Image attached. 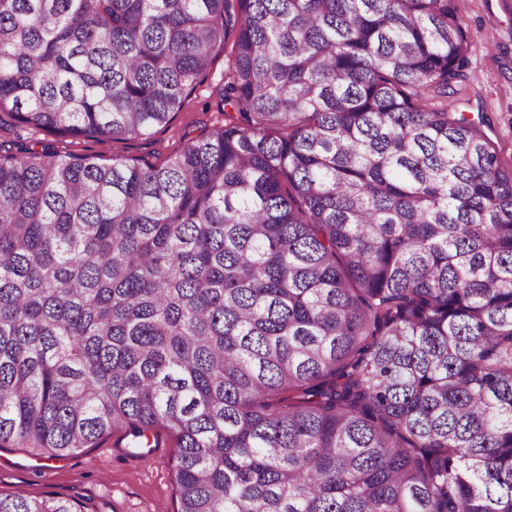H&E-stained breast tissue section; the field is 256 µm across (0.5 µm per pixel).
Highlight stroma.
I'll return each mask as SVG.
<instances>
[{
    "instance_id": "stroma-1",
    "label": "stroma",
    "mask_w": 512,
    "mask_h": 512,
    "mask_svg": "<svg viewBox=\"0 0 512 512\" xmlns=\"http://www.w3.org/2000/svg\"><path fill=\"white\" fill-rule=\"evenodd\" d=\"M456 7L470 45L464 76L449 96L448 108L483 119L501 166L512 170V0H456ZM223 81L224 60L219 57L172 124L146 137L99 144L20 128L6 116L0 118V145L21 139L38 151L48 147L61 155L94 154L106 162L142 159L158 165L187 139L223 124L218 97ZM176 453L164 435L158 447L132 448L115 434L100 447L56 460L39 458L25 448H0V494L55 496L79 502L83 512H177L170 473Z\"/></svg>"
}]
</instances>
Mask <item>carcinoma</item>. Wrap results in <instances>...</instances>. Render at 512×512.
<instances>
[{"label":"carcinoma","instance_id":"obj_1","mask_svg":"<svg viewBox=\"0 0 512 512\" xmlns=\"http://www.w3.org/2000/svg\"><path fill=\"white\" fill-rule=\"evenodd\" d=\"M455 0H0V448L167 430L177 512H512V171ZM0 512H80L0 496ZM223 82L224 54L221 53L204 81L197 85L189 104L176 115L172 124L146 137L114 140L107 144L83 138H61L48 132H33L17 127L9 116L2 113L0 145L8 148L20 137L37 151L46 146L62 156L69 153L94 154L100 156L103 162H110L114 157L142 159L158 165L187 139L224 124V104L220 103L217 93Z\"/></svg>","mask_w":512,"mask_h":512}]
</instances>
